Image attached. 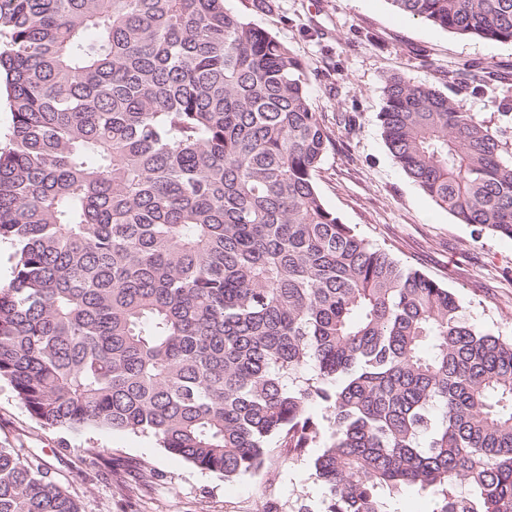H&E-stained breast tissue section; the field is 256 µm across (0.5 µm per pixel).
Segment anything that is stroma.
<instances>
[{"label":"stroma","mask_w":512,"mask_h":512,"mask_svg":"<svg viewBox=\"0 0 512 512\" xmlns=\"http://www.w3.org/2000/svg\"><path fill=\"white\" fill-rule=\"evenodd\" d=\"M235 12L288 44L311 69L308 93L332 144L317 175L326 206L363 238L417 269L468 305L473 318L512 336V239L458 223L393 162L378 114L387 77L430 81L494 127L512 84L459 93L446 74L467 59L512 72V43L464 38L393 10L388 0H229ZM356 114L352 128L340 113ZM46 461L83 512H319L323 487L313 458L272 455L266 468L234 479L198 469L149 435L106 429L66 431L33 417L0 379V447Z\"/></svg>","instance_id":"stroma-1"}]
</instances>
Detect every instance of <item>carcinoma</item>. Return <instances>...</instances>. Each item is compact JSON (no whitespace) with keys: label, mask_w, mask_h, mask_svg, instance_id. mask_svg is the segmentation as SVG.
Listing matches in <instances>:
<instances>
[{"label":"carcinoma","mask_w":512,"mask_h":512,"mask_svg":"<svg viewBox=\"0 0 512 512\" xmlns=\"http://www.w3.org/2000/svg\"><path fill=\"white\" fill-rule=\"evenodd\" d=\"M389 2L512 42V0ZM226 3L0 0V379L49 426L149 434L226 480L319 447L323 512H394L405 486L512 512V338L325 206L308 65ZM379 121L439 207L512 239L503 130L400 76ZM0 512L82 509L1 446Z\"/></svg>","instance_id":"cac0c4a2"}]
</instances>
